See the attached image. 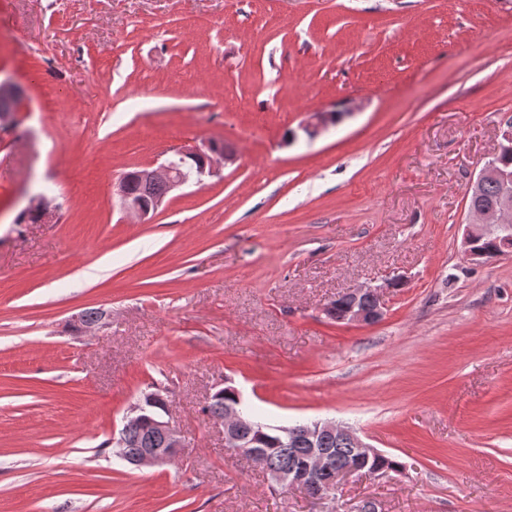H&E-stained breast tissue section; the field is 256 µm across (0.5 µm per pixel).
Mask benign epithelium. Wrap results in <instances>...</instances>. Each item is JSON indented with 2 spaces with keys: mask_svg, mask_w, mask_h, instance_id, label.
<instances>
[{
  "mask_svg": "<svg viewBox=\"0 0 512 512\" xmlns=\"http://www.w3.org/2000/svg\"><path fill=\"white\" fill-rule=\"evenodd\" d=\"M0 97L15 101L12 109L0 114V131L14 129L16 128L15 115L19 111L23 93L10 80L0 79ZM338 121L339 114L336 112H314L310 119L301 125V130L308 138L313 139ZM212 146L213 142L204 141L186 152L189 157L201 158L208 162V165L202 168V173L207 175L214 173L218 160L222 159L226 164L235 161V156L229 152L224 153L221 157L211 156ZM139 176L145 181H164L169 192L188 182V177L178 169V163L173 160H169L155 169H142L139 171ZM487 181L500 183L502 202L494 211L469 210L471 221L465 227L462 247L465 258L474 264H481L486 259L485 254L474 248V236L479 230L497 235L498 239L504 243L503 250L508 252L512 250V247L509 246V241L512 240V226L506 224V221L512 219V172L498 167L493 162H488L482 167L477 178L468 185L466 195L469 196L477 192L479 187ZM117 194L123 206L141 219H146L150 214L156 212L165 200V197L161 196L148 205L133 201L126 194L122 182L117 184ZM399 286L400 281L398 280H392L385 284L387 288ZM383 288L364 285L348 291L347 295L351 302L340 315L336 316V322L361 326L379 322L385 312V303L382 299ZM239 404H241V397L238 396L236 403L225 410L224 449L242 455L251 461L261 453V449L257 448L259 438L255 436L249 439L239 431L241 422ZM167 415L166 411L153 413L139 402L131 405L124 417V426L129 427L145 421L149 422L152 428L162 433L163 447L144 448L131 458L125 451V440L120 436L112 439V445L115 448L114 454L122 460H131L132 465L137 468L159 467L175 461L179 457L181 448L184 447V440L180 430L172 424L171 420L167 419ZM276 432L291 439L297 436L303 437L310 444L311 451L299 467L290 470H268L266 471L268 478L280 488H298L313 499L326 498L325 490L321 486L322 473H331L333 479L339 484L347 477L361 472L359 468H332L328 452L315 447L319 437L326 434L344 433L349 435L354 451L361 458L383 456V453L365 443L355 432L331 420L307 422L299 427L286 430L278 428Z\"/></svg>",
  "mask_w": 512,
  "mask_h": 512,
  "instance_id": "7a95c632",
  "label": "benign epithelium"
}]
</instances>
